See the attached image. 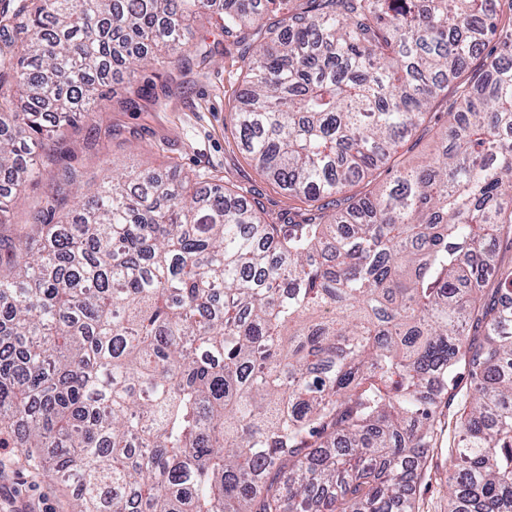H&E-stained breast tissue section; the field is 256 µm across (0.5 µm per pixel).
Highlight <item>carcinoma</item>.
<instances>
[{
	"label": "carcinoma",
	"instance_id": "carcinoma-1",
	"mask_svg": "<svg viewBox=\"0 0 512 512\" xmlns=\"http://www.w3.org/2000/svg\"><path fill=\"white\" fill-rule=\"evenodd\" d=\"M290 2L0 0V216L110 68L207 62L215 15L245 151L315 210L132 170L64 212L60 179L0 270V447L70 512H416L446 440L448 512H512V0ZM440 117H442V113H438L426 128H421L413 139L399 148L397 160L401 164H415L419 158L435 147L438 137L441 136V127L444 122V119Z\"/></svg>",
	"mask_w": 512,
	"mask_h": 512
}]
</instances>
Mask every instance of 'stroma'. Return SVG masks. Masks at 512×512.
I'll list each match as a JSON object with an SVG mask.
<instances>
[{"label": "stroma", "instance_id": "obj_1", "mask_svg": "<svg viewBox=\"0 0 512 512\" xmlns=\"http://www.w3.org/2000/svg\"><path fill=\"white\" fill-rule=\"evenodd\" d=\"M195 38L211 47L210 61L175 78L158 65L138 72L133 82L142 93L138 109L116 105L102 115L118 131L112 141L91 149L95 130L85 118L64 143L47 145L51 160L43 177L27 185L0 224L1 260L19 235L31 232V217L43 207L58 174L70 170L79 174L75 190L88 194L113 175L151 167L224 184L245 196L270 224L308 215L309 205L289 198L240 144L234 105L245 88V69L233 39L214 18L197 24ZM434 109L437 118L400 147L401 164H414L435 147L446 100L438 99ZM443 464V456H434L430 473L414 481L418 512H448V492L439 479ZM0 512H70V498L65 486L27 465L22 449L0 448Z\"/></svg>", "mask_w": 512, "mask_h": 512}]
</instances>
